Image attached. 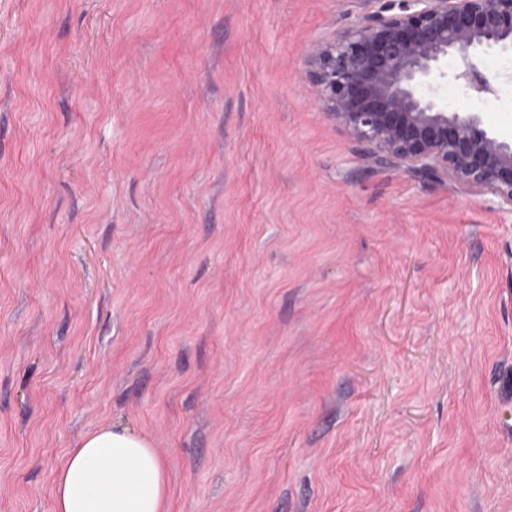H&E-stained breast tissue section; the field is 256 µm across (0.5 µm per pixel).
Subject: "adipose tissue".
Listing matches in <instances>:
<instances>
[{
    "label": "adipose tissue",
    "mask_w": 512,
    "mask_h": 512,
    "mask_svg": "<svg viewBox=\"0 0 512 512\" xmlns=\"http://www.w3.org/2000/svg\"><path fill=\"white\" fill-rule=\"evenodd\" d=\"M168 469L146 435L119 425L88 434L57 470L52 512H168Z\"/></svg>",
    "instance_id": "obj_1"
}]
</instances>
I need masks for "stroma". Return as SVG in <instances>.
I'll list each match as a JSON object with an SVG mask.
<instances>
[{
  "label": "stroma",
  "mask_w": 512,
  "mask_h": 512,
  "mask_svg": "<svg viewBox=\"0 0 512 512\" xmlns=\"http://www.w3.org/2000/svg\"><path fill=\"white\" fill-rule=\"evenodd\" d=\"M374 7L0 0V512L112 424L170 512H512V212L299 82Z\"/></svg>",
  "instance_id": "obj_1"
}]
</instances>
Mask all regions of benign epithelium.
<instances>
[{
  "label": "benign epithelium",
  "instance_id": "7a95c632",
  "mask_svg": "<svg viewBox=\"0 0 512 512\" xmlns=\"http://www.w3.org/2000/svg\"><path fill=\"white\" fill-rule=\"evenodd\" d=\"M494 49L512 50V0H383L309 49L305 79L375 162L490 193L512 212V140L437 102L450 77L476 101L499 96L475 61ZM450 55L463 62L451 76Z\"/></svg>",
  "mask_w": 512,
  "mask_h": 512
}]
</instances>
